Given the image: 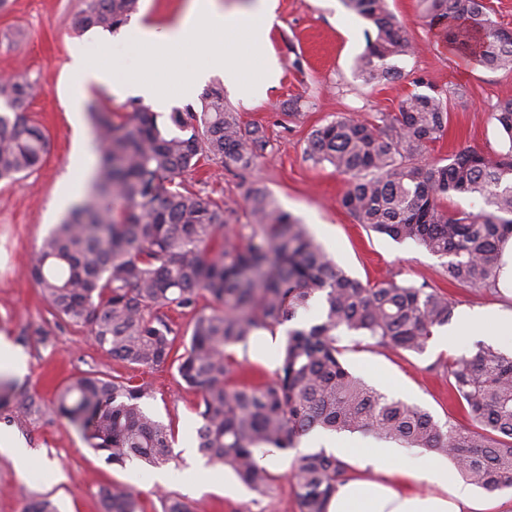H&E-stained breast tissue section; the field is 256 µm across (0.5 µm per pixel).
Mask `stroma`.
Wrapping results in <instances>:
<instances>
[{
    "instance_id": "1",
    "label": "stroma",
    "mask_w": 512,
    "mask_h": 512,
    "mask_svg": "<svg viewBox=\"0 0 512 512\" xmlns=\"http://www.w3.org/2000/svg\"><path fill=\"white\" fill-rule=\"evenodd\" d=\"M414 55L399 59L403 78L380 85L365 84L355 69L366 47L370 24L349 11L342 0H277L279 23L270 36L282 76L264 99L247 103L225 91L224 100L247 124L262 126L269 146L255 167L228 172L215 162L183 175L188 188L223 200L227 222L222 237L241 243L248 234L246 195L260 186L285 211L307 224L335 261L365 283L392 277L427 283L448 294L456 310L497 306L512 310V293L489 292L448 282L445 260L413 242H397L363 225L341 207L347 179L326 163L306 155L310 131L337 116L372 118L396 111L400 101L424 85L448 95L450 119L442 140L430 145L425 159L436 161L471 148L503 150V139L491 114L512 99V71L488 70L452 50L442 28L429 26L419 0H388ZM82 0H7L0 8V78L23 75L36 87L29 116L50 138L42 166L13 182L0 183V336L25 357L27 372L18 382L36 392L42 405L31 415L13 407L0 413V431L14 435L25 458L0 451V512H21L40 495H49L59 512H97L98 491L112 484L141 495L145 512H163L161 497H182L197 512H298L295 490L284 473L292 452L278 453L267 463L273 480L265 493L243 486L229 470L206 464L197 452L200 398L186 388L174 367H131L96 346L84 328L58 322L26 271L31 256L62 212L54 211L55 194L82 183L83 162L75 153L77 127H89L87 115H74L66 74L75 51L91 62L123 68L142 59L144 48L122 34L92 29L76 32L73 15ZM489 335L434 336L418 355L367 346L345 335L343 359L356 375L389 396L428 410L447 422L455 409L448 399V361L470 354ZM278 347H257L250 362L231 374L233 385L271 382ZM99 371L123 375L148 386L152 395L143 407L156 420L171 425L175 459L164 466L167 483L153 480L154 467L134 460L106 462L82 433L59 417L51 400L70 376Z\"/></svg>"
}]
</instances>
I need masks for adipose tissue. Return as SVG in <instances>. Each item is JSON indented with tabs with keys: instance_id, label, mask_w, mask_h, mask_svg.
<instances>
[{
	"instance_id": "obj_1",
	"label": "adipose tissue",
	"mask_w": 512,
	"mask_h": 512,
	"mask_svg": "<svg viewBox=\"0 0 512 512\" xmlns=\"http://www.w3.org/2000/svg\"><path fill=\"white\" fill-rule=\"evenodd\" d=\"M278 23L276 0H254L250 7L232 11L225 10L221 0H189L173 25L134 28L135 41L148 46L150 56L128 66L123 73H116L108 64L90 65L83 53H74L68 66L72 109L82 112L84 91L95 85L109 89L119 99L128 91H135L156 111H164L169 98L155 80L154 70L156 66L172 64V47L185 40L197 42L206 55V63L179 71L183 94L194 92L208 76L220 74L240 98L261 99L269 87L277 85L281 75L275 55L266 50L270 33ZM217 29L225 34L219 47L209 40ZM244 43L264 49L261 76L250 74L245 65L240 50ZM313 440L324 443L360 471L359 477L338 485L327 512H500L503 506L495 494L479 498L469 485L451 480L440 457L411 468L384 441L372 444L355 439L341 445L319 432L314 433Z\"/></svg>"
}]
</instances>
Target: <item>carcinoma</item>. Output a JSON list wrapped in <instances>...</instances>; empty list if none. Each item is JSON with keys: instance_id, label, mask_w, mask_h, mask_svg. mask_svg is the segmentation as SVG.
<instances>
[{"instance_id": "obj_1", "label": "carcinoma", "mask_w": 512, "mask_h": 512, "mask_svg": "<svg viewBox=\"0 0 512 512\" xmlns=\"http://www.w3.org/2000/svg\"><path fill=\"white\" fill-rule=\"evenodd\" d=\"M429 24H448V38L489 70L512 69V30L493 20L485 0H421ZM138 0H84L72 18L79 31L116 32ZM370 21L374 34L356 62L367 83L403 76L393 64L414 54L387 0H344ZM32 84L22 76L0 81V181L38 168L49 137L26 113ZM449 101L437 92H412L393 114L372 120L338 116L312 130L306 152L349 177L341 205L370 230L411 240L448 258V280L499 290L504 248L512 239V100L491 118L508 141L505 151L460 150L417 163L447 126ZM97 166L79 202L43 238L27 271L68 325L88 329L95 344L129 365H177L199 396V453L231 469L262 493L272 476L262 455L297 448L321 428L365 432L406 448L447 456L470 484L487 491L512 488V355L487 343L448 363V387L468 423L444 424L426 410L390 398L344 363L339 341L353 333L370 345L422 354L435 331L454 317L448 297L422 283L394 278L364 284L329 258L306 225L254 187L247 195L252 233L247 244L218 241L227 223L224 201L176 181L202 162L247 171L269 145L258 125L245 126L224 102V90L202 96L201 111L163 116L138 99L118 116L88 104ZM454 194L479 196L478 211L451 212ZM120 202L116 212L111 203ZM207 297L211 307H198ZM321 303L316 322L288 329L275 379L232 386L260 330L270 332ZM193 313L189 341L166 310ZM147 387L100 373L73 376L56 390L54 406L106 460H138L158 467L174 461L170 426L147 414ZM15 404L31 413L41 404L12 380L0 379V410ZM347 465L321 448L298 451L286 479L298 512H326ZM101 512H142L139 494L124 486L98 492ZM22 512H58L48 496Z\"/></svg>"}]
</instances>
